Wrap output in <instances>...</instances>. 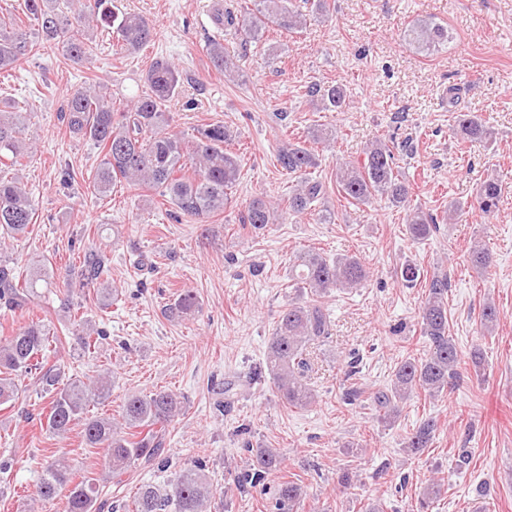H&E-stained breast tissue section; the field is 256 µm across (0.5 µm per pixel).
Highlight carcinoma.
Instances as JSON below:
<instances>
[{
    "mask_svg": "<svg viewBox=\"0 0 512 512\" xmlns=\"http://www.w3.org/2000/svg\"><path fill=\"white\" fill-rule=\"evenodd\" d=\"M103 0H23L21 10L37 26L43 43L61 48L74 62L93 60L97 46L89 29L102 20L112 24V46L119 53L134 52L149 43L156 23L148 18L127 13L112 6V12L99 14ZM328 16V0H254V9L235 12L226 7L215 14V21L224 30H234L242 50L264 39L272 26L287 32L303 30L307 17ZM32 32L12 18L0 17V72L14 70L37 49ZM404 37L418 47L429 50L448 42V27L436 22H422L405 31ZM211 66L229 79H234L236 57L224 47L223 39L214 37L206 46ZM145 91L130 103L121 105L105 92V86L88 84L68 95L61 118L76 136L88 139L101 149L102 159L93 177V187L100 195L109 193L123 181L128 186L157 190L172 206L176 217H185L193 224H210L212 219L233 206V189L239 184L241 160L228 149L235 138L230 127L210 123L193 129L187 136L170 130L172 100L179 94L180 72L175 64L157 58L146 72ZM318 98L321 109L339 111L347 98L341 84L310 90ZM25 115L20 106L0 104V159L19 163L31 152V143L24 134ZM455 134L463 142H483L492 138L486 123L469 112L456 116ZM395 146L376 140L366 147L364 158L336 166L333 183L341 197L357 205H369L375 199H386L406 211L409 237L420 242L432 236L437 219L411 206L412 184L401 167L396 165ZM276 159L286 174L296 179L288 191V211L296 216L316 215L322 224L331 223L330 213L316 211L315 202L329 190V183L312 176L318 166L313 150L285 141L277 150ZM503 197V185L495 177L479 184L475 208L489 215L495 212ZM34 217L30 193L14 178L0 175V252L6 240L17 241L28 233ZM275 207L262 196L254 197L241 214L243 228L262 229L274 223ZM472 268L483 273L491 264L487 249L476 244L470 247ZM109 259L97 249L85 251L62 275L67 291L83 294L89 290L108 299L114 293L104 279ZM54 271L47 265L35 266L25 279H20L13 260L0 255V307L23 313L41 296V285H50ZM370 269L355 255L329 257L308 251L291 267V282L307 292L309 299L290 302L278 315L266 346L262 365L247 376L224 379V399L248 389L267 375L273 380L280 400L294 409L310 407L317 398L312 386L315 363L312 348L332 336L331 314L323 298L331 291L352 289L363 285ZM426 298L421 308L420 333L423 350L419 355L401 359L392 375L390 389L373 397L378 416L393 423L400 414L399 403L414 390L430 397L454 388L461 379L458 370L461 357L450 334L448 323V276L434 275L426 285ZM199 309L193 289L186 288L164 307L172 319L190 315ZM499 321V311L492 303L484 304L480 326L491 331ZM107 335L89 320L78 324L77 340L83 352L97 347L98 339ZM61 343L57 332L43 319H29L0 336V405L18 398V378L29 376L47 399L44 421L40 427L56 436H63L77 421H84L83 438L90 448L105 449V458L112 474L123 473L141 460L154 461L165 469L169 458L164 456L166 431L183 413L184 401L175 393L155 390L131 393L125 399L121 417H87L91 404L108 399L112 379L99 376L90 383L80 380L66 382L61 365L52 357ZM437 421L428 419L406 436L405 451L420 454L428 447ZM281 464L274 448L252 450V464L237 476L239 486H256L266 481ZM64 496L66 512H101L97 506L99 487L89 478L78 482L71 476L69 465L58 458L43 470L36 496L46 502ZM212 489L204 462L196 460L159 489L152 484L140 488L135 512H207ZM306 492L304 486L290 480L278 482L272 492L275 512H302Z\"/></svg>",
    "mask_w": 512,
    "mask_h": 512,
    "instance_id": "carcinoma-1",
    "label": "carcinoma"
}]
</instances>
